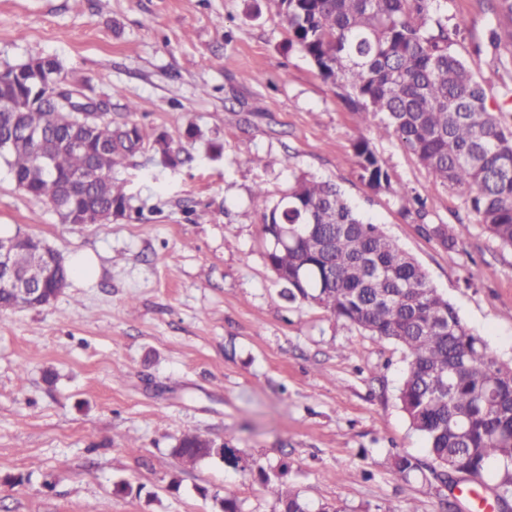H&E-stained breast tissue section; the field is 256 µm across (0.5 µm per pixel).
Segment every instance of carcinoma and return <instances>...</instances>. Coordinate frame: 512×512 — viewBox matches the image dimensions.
Here are the masks:
<instances>
[{"mask_svg": "<svg viewBox=\"0 0 512 512\" xmlns=\"http://www.w3.org/2000/svg\"><path fill=\"white\" fill-rule=\"evenodd\" d=\"M291 42L310 57L336 96L379 137L395 136L437 181L467 191L477 222L512 247V114L493 112L485 89L454 49L463 23L434 17L433 0H276ZM497 18L475 53L497 54L512 45V0H486ZM0 66V99L16 112H0V136L12 143L0 164L16 186L51 205L62 222L75 223L79 205L89 223L129 207L124 186L112 176L148 140L160 146L166 165L184 162L164 136L133 124L81 116L79 106L44 99L61 77L59 62L31 58ZM42 134L38 142L25 136ZM360 180L374 192L390 191L406 212L423 201L391 187L383 160L359 135L353 143ZM50 160L45 166L43 158ZM288 232V246L268 249V265L291 303L315 305L359 330L400 346L407 366L398 400L411 428L425 441L426 458L392 457V471L430 485L466 479L484 483L494 469L500 512H512V365L499 361L431 284L426 272L382 228L359 215L336 184L300 176L262 214L266 244ZM0 250L14 253L18 268L53 248L34 236H0ZM49 292L59 295L68 267L47 265ZM182 468L219 458L251 467L237 448H210L186 433L172 449ZM284 471L258 467L260 484L278 512H308Z\"/></svg>", "mask_w": 512, "mask_h": 512, "instance_id": "carcinoma-1", "label": "carcinoma"}]
</instances>
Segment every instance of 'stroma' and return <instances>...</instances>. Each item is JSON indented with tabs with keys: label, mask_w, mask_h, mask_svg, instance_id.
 Returning a JSON list of instances; mask_svg holds the SVG:
<instances>
[{
	"label": "stroma",
	"mask_w": 512,
	"mask_h": 512,
	"mask_svg": "<svg viewBox=\"0 0 512 512\" xmlns=\"http://www.w3.org/2000/svg\"><path fill=\"white\" fill-rule=\"evenodd\" d=\"M433 10L463 21L455 50L489 108L512 110V50L472 54L495 14L482 0ZM31 57L57 59L113 125L163 134L187 159L165 166L145 144L115 172L130 207L105 224L62 223L0 168V233L98 260L51 305L0 311V512H218L227 496L275 512L220 459L181 468L171 450L187 432L286 469L309 512H451L448 489L392 472L393 453L426 455L397 400L403 350L282 298L261 216L298 176L335 183L512 363V249L465 193L394 138L371 140L392 192L359 179V117L290 44L273 0H0V64ZM397 188L424 216L403 212ZM120 481L140 495L115 493Z\"/></svg>",
	"instance_id": "1"
}]
</instances>
